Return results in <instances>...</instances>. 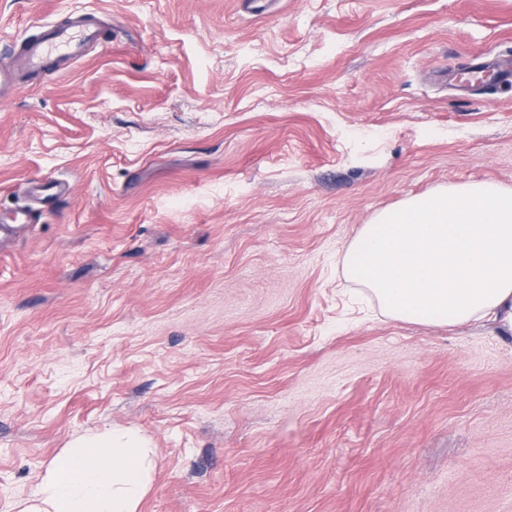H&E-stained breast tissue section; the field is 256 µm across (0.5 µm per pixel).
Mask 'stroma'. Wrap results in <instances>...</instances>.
<instances>
[{"label":"stroma","instance_id":"1","mask_svg":"<svg viewBox=\"0 0 512 512\" xmlns=\"http://www.w3.org/2000/svg\"><path fill=\"white\" fill-rule=\"evenodd\" d=\"M0 0V512L132 428L138 512H512V330L380 311L339 260L380 210L512 188V0ZM73 192L41 203L32 178ZM98 31L85 23L59 24L41 40L31 44L21 57L22 66L38 69L50 58L74 61L83 57L90 44L97 43Z\"/></svg>","mask_w":512,"mask_h":512}]
</instances>
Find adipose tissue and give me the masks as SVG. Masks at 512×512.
Returning <instances> with one entry per match:
<instances>
[{
	"label": "adipose tissue",
	"mask_w": 512,
	"mask_h": 512,
	"mask_svg": "<svg viewBox=\"0 0 512 512\" xmlns=\"http://www.w3.org/2000/svg\"><path fill=\"white\" fill-rule=\"evenodd\" d=\"M342 264L394 319L512 328V188L475 182L405 200L360 227ZM150 472L136 432L87 435L53 458L18 512H138Z\"/></svg>",
	"instance_id": "ef3b65f1"
}]
</instances>
